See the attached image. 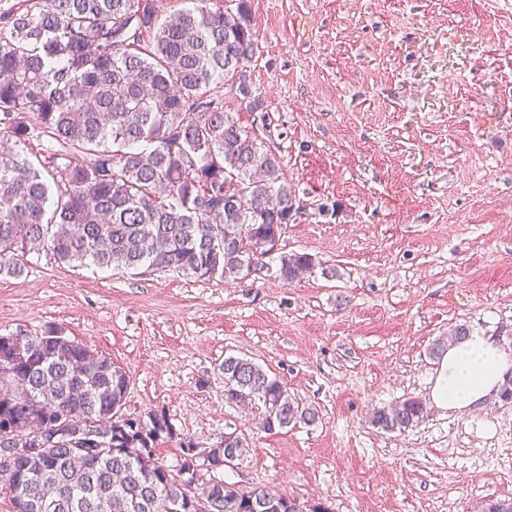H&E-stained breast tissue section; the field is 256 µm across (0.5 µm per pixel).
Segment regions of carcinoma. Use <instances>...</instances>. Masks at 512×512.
<instances>
[{
  "instance_id": "carcinoma-1",
  "label": "carcinoma",
  "mask_w": 512,
  "mask_h": 512,
  "mask_svg": "<svg viewBox=\"0 0 512 512\" xmlns=\"http://www.w3.org/2000/svg\"><path fill=\"white\" fill-rule=\"evenodd\" d=\"M161 17L158 0H0V277L47 249L61 265L143 266L199 280L288 283L320 265L267 243L293 220L296 190L259 131L210 97L256 53L249 0H187ZM47 137L44 160L28 154ZM459 324L448 339L466 338ZM224 400L263 409L273 433L318 419L281 380L244 358L224 359ZM0 460L12 457V512H331L271 488L203 479L240 459L243 433L177 464L155 458L174 437L164 412L112 422L129 376L50 326L21 342L0 336ZM424 418L408 398L372 424L403 433Z\"/></svg>"
}]
</instances>
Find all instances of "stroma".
Listing matches in <instances>:
<instances>
[{
	"label": "stroma",
	"mask_w": 512,
	"mask_h": 512,
	"mask_svg": "<svg viewBox=\"0 0 512 512\" xmlns=\"http://www.w3.org/2000/svg\"><path fill=\"white\" fill-rule=\"evenodd\" d=\"M256 54L213 97L263 128L300 207L281 248L337 275L255 284L67 267L30 253L0 278V335L63 327L124 368L123 412L165 411L180 445L244 433L217 470L333 512H484L512 496V402L431 400L433 343L455 325L512 352V0H250ZM314 405L270 434L224 400L225 357ZM421 401L406 433L374 409Z\"/></svg>",
	"instance_id": "obj_1"
}]
</instances>
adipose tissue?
<instances>
[{"label": "adipose tissue", "instance_id": "1", "mask_svg": "<svg viewBox=\"0 0 512 512\" xmlns=\"http://www.w3.org/2000/svg\"><path fill=\"white\" fill-rule=\"evenodd\" d=\"M512 359L488 338L473 334L448 347L432 389L434 404L453 412L479 407L497 392Z\"/></svg>", "mask_w": 512, "mask_h": 512}]
</instances>
